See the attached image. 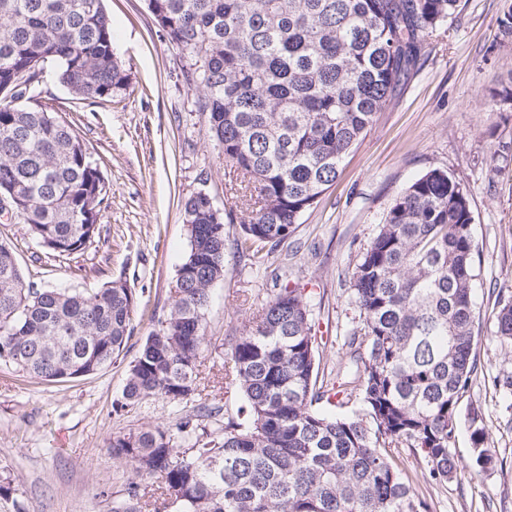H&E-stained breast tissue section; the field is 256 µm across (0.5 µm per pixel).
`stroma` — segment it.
<instances>
[{
    "label": "stroma",
    "mask_w": 512,
    "mask_h": 512,
    "mask_svg": "<svg viewBox=\"0 0 512 512\" xmlns=\"http://www.w3.org/2000/svg\"><path fill=\"white\" fill-rule=\"evenodd\" d=\"M113 47L130 74L114 100L75 99L46 70L36 99L69 121L107 184L92 244L62 259L42 247L19 219L0 216L8 243L28 281L40 288L90 293L120 278L137 295L132 337L111 367L70 382L48 383L0 364V479L12 502L0 512H114L131 482H139L142 512H177L164 499L159 476L136 477L113 457V437L192 416L198 430L222 433L238 418L242 399L224 389L233 337L244 333L263 303L282 285L304 290L317 336L319 378L335 382L346 336L358 311L347 272L375 236L390 201L428 170L441 168L464 185L477 244L476 362L457 408V475L432 482L425 460L392 449L429 512H512V341L496 336L495 315L512 300V105L493 107L490 94L512 89V35L499 24L512 0H460L458 15L434 35L423 64L400 96L379 113L347 157L335 184L304 212L284 243L266 246V270L240 260L239 224L225 227L223 280L211 288L206 346L197 383L219 414L156 396L127 404L123 391L132 361L171 308L170 290L189 234L183 204L206 193L215 207L235 205L228 193L236 175L214 147L208 118L197 112L185 81L189 59L164 36L147 0H104ZM479 412L494 465L475 475L469 465L470 416Z\"/></svg>",
    "instance_id": "35a3bbf8"
}]
</instances>
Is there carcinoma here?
I'll list each match as a JSON object with an SVG mask.
<instances>
[{"label": "carcinoma", "mask_w": 512, "mask_h": 512, "mask_svg": "<svg viewBox=\"0 0 512 512\" xmlns=\"http://www.w3.org/2000/svg\"><path fill=\"white\" fill-rule=\"evenodd\" d=\"M459 0H149L169 42L190 60L230 187L247 214L235 240L254 265L285 241L335 182L343 161L420 68L428 41ZM79 100L120 96L130 74L113 48L103 0H0V196L17 198L30 236L60 257L83 249L107 192L83 141L58 113L31 102L48 65ZM199 192L184 204L190 249L169 313L130 365L124 398L189 403L204 349L210 288L224 279L225 222ZM474 218L461 182L440 168L412 181L387 208L349 273L359 322L346 366L319 384L303 291L286 286L230 345L225 378L245 400L247 424L224 423L200 448L187 418L112 439L138 476L158 475L181 512H428L389 460L420 453L430 478L457 473L459 395L475 370ZM133 291L119 279L90 295L26 281L0 242V363L48 382L112 365L131 338ZM497 336L512 340V303ZM358 393L361 409L317 404ZM470 451L491 468L479 415Z\"/></svg>", "instance_id": "obj_1"}]
</instances>
